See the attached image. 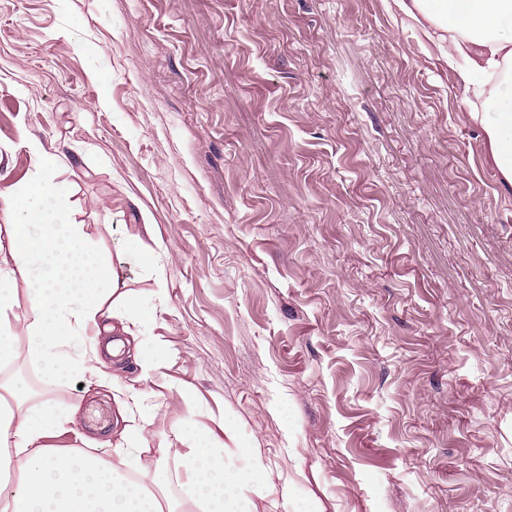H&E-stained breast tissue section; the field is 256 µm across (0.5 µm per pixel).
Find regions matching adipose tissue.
Instances as JSON below:
<instances>
[{"mask_svg": "<svg viewBox=\"0 0 512 512\" xmlns=\"http://www.w3.org/2000/svg\"><path fill=\"white\" fill-rule=\"evenodd\" d=\"M398 11L417 23L455 72L465 92L484 100L475 113L490 158L512 186V0H394ZM33 170L7 199L11 223L0 226V370L34 358L50 380H64L101 352L119 355L114 321L132 311L111 259L102 255L76 223L74 203L59 182V160L35 138L23 142ZM26 292H18L17 280ZM26 301L32 319L17 325L14 310ZM108 336L105 349L91 347L81 358L69 349L83 336ZM129 401L119 404L126 418L124 446L111 455L59 445L75 415L61 402L41 399L15 377L0 380V460L13 466L14 479L0 480V512H178L170 497L166 466L144 471L136 452L143 428L129 420ZM184 471V499L205 512H252L241 499L243 484L265 482L261 467L243 476L224 470V454L212 445L210 430L195 433L188 453L178 454Z\"/></svg>", "mask_w": 512, "mask_h": 512, "instance_id": "ef3b65f1", "label": "adipose tissue"}]
</instances>
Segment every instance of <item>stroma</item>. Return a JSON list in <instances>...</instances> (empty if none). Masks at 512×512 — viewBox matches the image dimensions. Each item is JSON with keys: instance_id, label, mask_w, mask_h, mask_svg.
Segmentation results:
<instances>
[{"instance_id": "1", "label": "stroma", "mask_w": 512, "mask_h": 512, "mask_svg": "<svg viewBox=\"0 0 512 512\" xmlns=\"http://www.w3.org/2000/svg\"><path fill=\"white\" fill-rule=\"evenodd\" d=\"M392 0H0V225L32 161L163 347L139 464L258 442V512H512V190ZM81 368L63 444L123 446ZM193 388L183 405L179 392Z\"/></svg>"}]
</instances>
